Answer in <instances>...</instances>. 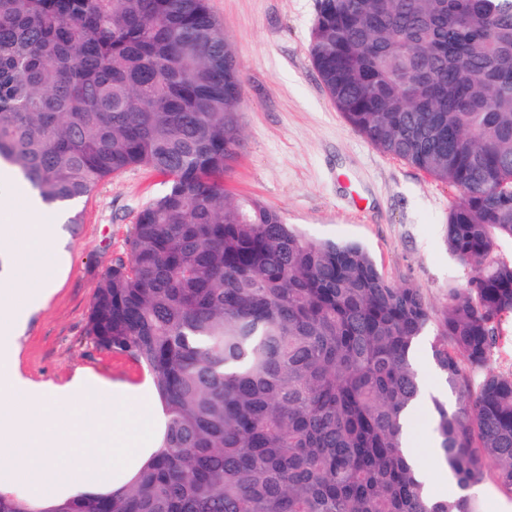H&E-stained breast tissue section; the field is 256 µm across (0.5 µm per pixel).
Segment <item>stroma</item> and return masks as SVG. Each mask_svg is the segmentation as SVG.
<instances>
[{"label": "stroma", "mask_w": 512, "mask_h": 512, "mask_svg": "<svg viewBox=\"0 0 512 512\" xmlns=\"http://www.w3.org/2000/svg\"><path fill=\"white\" fill-rule=\"evenodd\" d=\"M243 76L245 149L226 177L231 193L259 199L315 239L362 244L395 284L441 313L467 268L445 244L457 193L367 142L336 111L309 55L317 0H209ZM163 176L135 167L76 200L81 224L64 229L72 267L17 339L20 369L61 385L78 370L141 384L143 365L95 346L86 325L95 286L127 244Z\"/></svg>", "instance_id": "obj_1"}]
</instances>
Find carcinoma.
<instances>
[{"mask_svg":"<svg viewBox=\"0 0 512 512\" xmlns=\"http://www.w3.org/2000/svg\"><path fill=\"white\" fill-rule=\"evenodd\" d=\"M310 56L349 125L459 194L446 243L469 277L438 321L361 244L229 195L243 86L209 0H0V160L54 209L133 167L169 184L86 327L148 369L159 447L104 495L0 493V512H478L488 475L512 493V373L486 370L512 318V0H317ZM433 324L456 498L403 450Z\"/></svg>","mask_w":512,"mask_h":512,"instance_id":"obj_1","label":"carcinoma"}]
</instances>
